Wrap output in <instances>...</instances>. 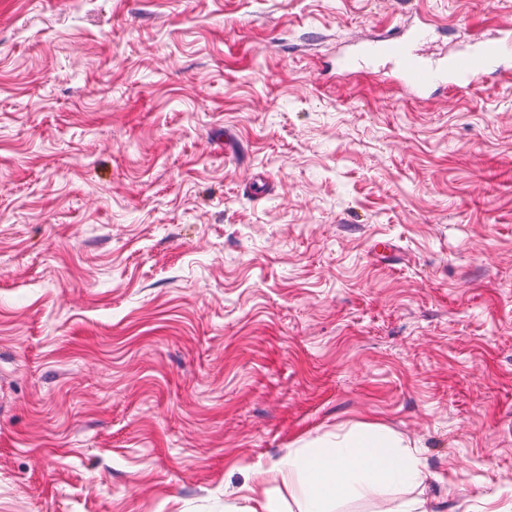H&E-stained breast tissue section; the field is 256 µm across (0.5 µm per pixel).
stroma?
Instances as JSON below:
<instances>
[{"mask_svg":"<svg viewBox=\"0 0 512 512\" xmlns=\"http://www.w3.org/2000/svg\"><path fill=\"white\" fill-rule=\"evenodd\" d=\"M512 0H0V512H250L377 424L428 512L512 502ZM430 25L428 22L417 25L406 35L394 30L382 39L361 42L358 50L365 55L389 56L397 67L400 81L413 92H424L440 83H448L458 92L465 91L478 76L499 71L502 59L512 54L511 37H486L479 41L478 51L456 55L448 60L446 68L439 70L409 49L410 41L424 34Z\"/></svg>","mask_w":512,"mask_h":512,"instance_id":"35a3bbf8","label":"stroma"}]
</instances>
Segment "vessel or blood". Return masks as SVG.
<instances>
[{
    "instance_id": "b4317fda",
    "label": "vessel or blood",
    "mask_w": 512,
    "mask_h": 512,
    "mask_svg": "<svg viewBox=\"0 0 512 512\" xmlns=\"http://www.w3.org/2000/svg\"><path fill=\"white\" fill-rule=\"evenodd\" d=\"M426 30L423 24L407 34L396 30L381 39L361 42L358 49L366 55L382 53L389 56L397 67L400 81L413 92H424L442 83L458 91L467 90L478 76L499 71L502 59L512 54L511 39L500 35L486 37L481 39L478 51L456 55L449 59L446 68L440 70L409 48L410 41Z\"/></svg>"
}]
</instances>
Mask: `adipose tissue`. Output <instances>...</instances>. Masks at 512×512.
Segmentation results:
<instances>
[{
    "label": "adipose tissue",
    "instance_id": "adipose-tissue-1",
    "mask_svg": "<svg viewBox=\"0 0 512 512\" xmlns=\"http://www.w3.org/2000/svg\"><path fill=\"white\" fill-rule=\"evenodd\" d=\"M285 469L296 472L307 487L303 512H324L326 503L344 496L382 503L394 488L420 485L426 477L424 461L401 438L375 426L332 440H309L281 463L259 470L253 490L277 481Z\"/></svg>",
    "mask_w": 512,
    "mask_h": 512
}]
</instances>
